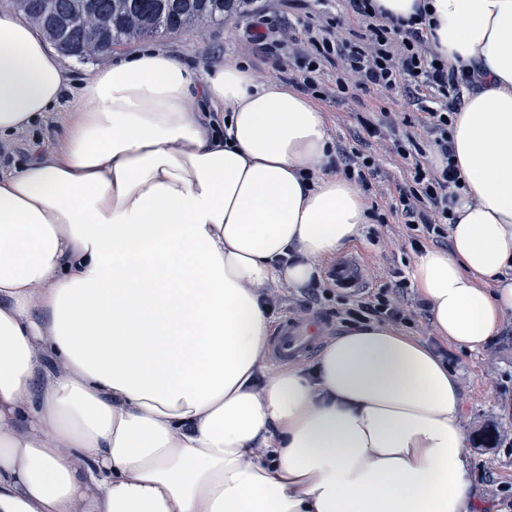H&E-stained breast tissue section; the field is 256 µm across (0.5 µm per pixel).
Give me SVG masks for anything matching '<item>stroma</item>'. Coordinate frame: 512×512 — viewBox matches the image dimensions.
<instances>
[{"label": "stroma", "instance_id": "1", "mask_svg": "<svg viewBox=\"0 0 512 512\" xmlns=\"http://www.w3.org/2000/svg\"><path fill=\"white\" fill-rule=\"evenodd\" d=\"M336 0H252L248 12L225 20L219 25L194 26L165 35H147L126 46L113 48L111 54L78 60L63 57L62 63L70 76L71 89H79L85 74L91 69L111 64L143 47L152 46L178 56L197 75H205L221 60L235 58L246 63L257 77L277 74L287 81L280 68L277 42L282 29H289L296 41H303L307 27L321 24L329 13H335ZM267 33L266 45L252 42L255 33ZM336 66L322 65V84L330 90L329 98L319 105L327 115L328 133L332 142L351 144L359 130V119L370 116L382 122L384 113L397 112L406 116L412 133H419L417 110L400 92L377 90L360 93L357 98L334 96ZM67 107L59 105L45 119L31 128L18 131L0 141V173L20 167L39 151H57L63 146V130ZM408 176L398 158L384 156L377 177L379 192H366L369 207L378 216L388 214L391 203L388 190ZM377 216V218H378ZM376 219L362 225L346 247V254L364 260L363 285L380 288L391 285L390 270L410 271L416 257L410 247H399L393 241L389 227ZM448 367L457 377L464 403L462 427L472 433L478 420L496 417L502 433L512 435V319L503 318L496 336L481 351L464 352L448 345ZM472 475L471 495L476 512H497L501 498L512 495V442H504L492 456L467 453Z\"/></svg>", "mask_w": 512, "mask_h": 512}]
</instances>
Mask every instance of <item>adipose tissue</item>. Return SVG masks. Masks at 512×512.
Listing matches in <instances>:
<instances>
[{
    "mask_svg": "<svg viewBox=\"0 0 512 512\" xmlns=\"http://www.w3.org/2000/svg\"><path fill=\"white\" fill-rule=\"evenodd\" d=\"M428 2L480 78L451 130L459 220L411 277L474 352L512 310V0ZM67 81L0 14V139L68 105L63 150L0 175V512H471L462 392L427 346L375 323L261 372L257 288L304 287L369 221L324 168V111L151 47Z\"/></svg>",
    "mask_w": 512,
    "mask_h": 512,
    "instance_id": "adipose-tissue-1",
    "label": "adipose tissue"
}]
</instances>
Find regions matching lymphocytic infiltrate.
<instances>
[{
	"label": "lymphocytic infiltrate",
	"instance_id": "f902f5d3",
	"mask_svg": "<svg viewBox=\"0 0 512 512\" xmlns=\"http://www.w3.org/2000/svg\"><path fill=\"white\" fill-rule=\"evenodd\" d=\"M345 3L343 14L308 28L306 48L299 50L283 43V50L302 64L300 77L289 78L288 83L303 94L323 97L319 65L334 57L338 60L337 94L346 97L373 88H398L413 100L419 110L418 123L433 145L438 163L427 161L413 135L401 131L398 118L380 126L365 117L360 121L356 145L337 146L335 164L348 179L371 187L380 165L378 155L366 145L374 138L383 140L388 152L409 167V177L397 186L390 212L404 226L413 227L408 238L412 250L420 251L428 244L447 248L448 229L458 220L451 203L465 187L450 129L463 92L473 85L474 76L444 58L439 43L431 38L426 5H418L414 16L404 20L375 0ZM393 277L390 287L343 293L335 266H322L305 287L269 284L260 288L258 295L269 310L293 316L323 308L332 297L341 296L335 316L344 327L371 323L406 326L429 318L424 302L409 299L406 277L398 271Z\"/></svg>",
	"mask_w": 512,
	"mask_h": 512
}]
</instances>
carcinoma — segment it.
<instances>
[{
	"instance_id": "cac0c4a2",
	"label": "carcinoma",
	"mask_w": 512,
	"mask_h": 512,
	"mask_svg": "<svg viewBox=\"0 0 512 512\" xmlns=\"http://www.w3.org/2000/svg\"><path fill=\"white\" fill-rule=\"evenodd\" d=\"M75 3L77 0H15L18 11L30 19L43 14L48 5L55 16L66 18ZM127 5L137 16L134 25L114 15L107 27L94 33L82 21L48 30L46 35L61 53L83 60L82 46L92 36L107 53L144 35L167 34L202 22L219 24L240 9L239 0H127Z\"/></svg>"
}]
</instances>
